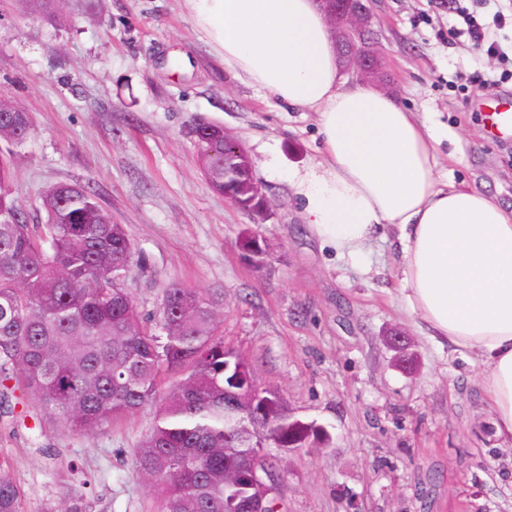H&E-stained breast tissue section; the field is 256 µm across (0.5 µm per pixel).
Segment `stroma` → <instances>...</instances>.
I'll return each instance as SVG.
<instances>
[{
	"label": "stroma",
	"mask_w": 512,
	"mask_h": 512,
	"mask_svg": "<svg viewBox=\"0 0 512 512\" xmlns=\"http://www.w3.org/2000/svg\"><path fill=\"white\" fill-rule=\"evenodd\" d=\"M64 11L54 24L0 0V91L32 121L13 149L11 194L33 214L50 185L91 190L134 244L122 286L143 317L174 283L217 298L225 343L292 417L330 434L318 448L268 447L283 512H512V443L496 436L476 368L403 308L389 241L338 257L304 222L286 175L322 159L315 113L228 71L184 0H66ZM372 12L382 91L437 128L439 180L511 205L512 140L489 136L473 102L480 80L512 70V24H494L512 0H373ZM465 12L501 55L469 38ZM199 118L245 148L266 218L212 190L190 133ZM254 234L268 248L259 266L240 246ZM152 422L146 408L75 433L27 398L0 409V460L13 466L25 512H45L82 483L94 512H153L134 466Z\"/></svg>",
	"instance_id": "stroma-1"
}]
</instances>
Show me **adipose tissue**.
<instances>
[{
  "label": "adipose tissue",
  "instance_id": "adipose-tissue-1",
  "mask_svg": "<svg viewBox=\"0 0 512 512\" xmlns=\"http://www.w3.org/2000/svg\"><path fill=\"white\" fill-rule=\"evenodd\" d=\"M226 68L314 112L315 169L293 174L308 229L337 256L390 230L403 302L441 347L481 370L497 436L512 441V206L436 176V131L384 93L349 86L316 0H186Z\"/></svg>",
  "mask_w": 512,
  "mask_h": 512
}]
</instances>
